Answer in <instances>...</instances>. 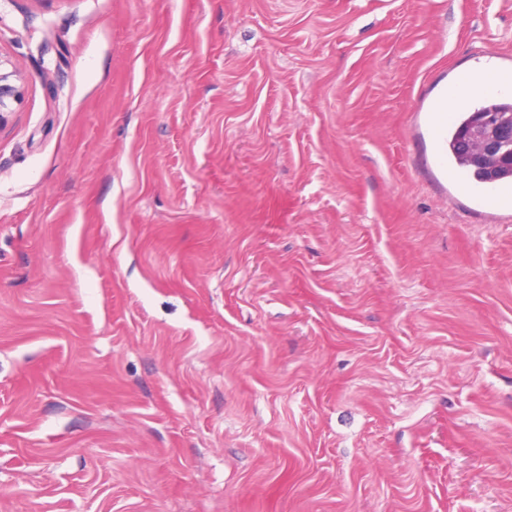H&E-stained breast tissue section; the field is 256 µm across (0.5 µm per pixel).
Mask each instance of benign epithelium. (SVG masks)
Here are the masks:
<instances>
[{
    "mask_svg": "<svg viewBox=\"0 0 512 512\" xmlns=\"http://www.w3.org/2000/svg\"><path fill=\"white\" fill-rule=\"evenodd\" d=\"M25 76L7 56L0 54V125L4 114L21 105L25 96ZM460 153L473 163L496 168L512 163V117L500 112H477L472 124L458 138Z\"/></svg>",
    "mask_w": 512,
    "mask_h": 512,
    "instance_id": "benign-epithelium-1",
    "label": "benign epithelium"
}]
</instances>
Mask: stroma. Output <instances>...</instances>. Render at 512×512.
Masks as SVG:
<instances>
[{"mask_svg":"<svg viewBox=\"0 0 512 512\" xmlns=\"http://www.w3.org/2000/svg\"><path fill=\"white\" fill-rule=\"evenodd\" d=\"M0 512H512V204L412 113L512 0H0ZM25 76L7 56L0 54V125L4 114L14 112L15 107L24 101Z\"/></svg>","mask_w":512,"mask_h":512,"instance_id":"1","label":"stroma"}]
</instances>
